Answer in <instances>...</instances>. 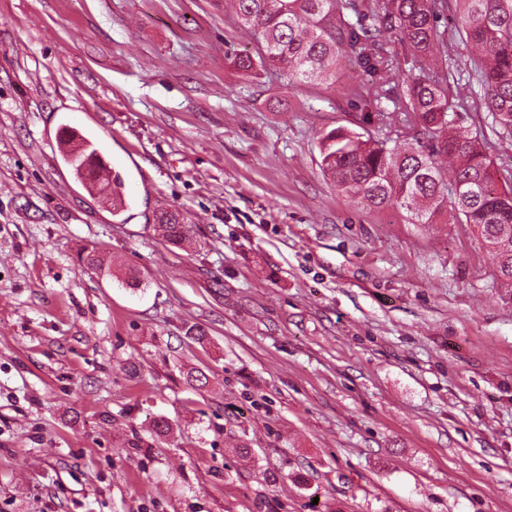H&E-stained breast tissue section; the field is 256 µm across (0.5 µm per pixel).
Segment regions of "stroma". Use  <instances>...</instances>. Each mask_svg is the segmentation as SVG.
I'll list each match as a JSON object with an SVG mask.
<instances>
[{"mask_svg":"<svg viewBox=\"0 0 512 512\" xmlns=\"http://www.w3.org/2000/svg\"><path fill=\"white\" fill-rule=\"evenodd\" d=\"M255 50L230 0H0V512H512V288L468 225L323 176L374 77L254 81ZM456 111L511 184L482 97ZM78 147H81V150L78 153L76 152L69 156H63V158L73 168L74 173L83 179L82 170L85 167L86 162L90 159L99 160V157L97 156L98 149L89 139H83ZM109 189V197L112 199V214L113 216H121L127 208V202H125L124 197L125 194V185L124 179L119 172H112V183L104 182ZM119 198V201L116 202V198ZM155 223L158 224L161 235L173 245H180L187 238L189 225L177 210H162L155 215Z\"/></svg>","mask_w":512,"mask_h":512,"instance_id":"1","label":"stroma"}]
</instances>
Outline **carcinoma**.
Returning <instances> with one entry per match:
<instances>
[{"mask_svg":"<svg viewBox=\"0 0 512 512\" xmlns=\"http://www.w3.org/2000/svg\"><path fill=\"white\" fill-rule=\"evenodd\" d=\"M237 20L257 51L234 56L247 74L276 73L291 81L330 82L341 58L379 75L370 104L392 103L401 126L377 136L338 127L321 134V169L342 193L365 209L403 210L412 224H435L442 216L468 224L497 258L498 276L512 283V187L499 189L492 162L479 138L461 129L454 115L460 90H483V104L499 133L512 137V0H232ZM456 6L460 36L470 49V68L448 80V37L440 20ZM395 36L405 57L380 39ZM408 139L402 150L393 146ZM64 157L77 176L98 149L88 139ZM112 215L126 211L122 175L107 183ZM173 245L189 225L177 210L155 215Z\"/></svg>","mask_w":512,"mask_h":512,"instance_id":"obj_1","label":"carcinoma"}]
</instances>
